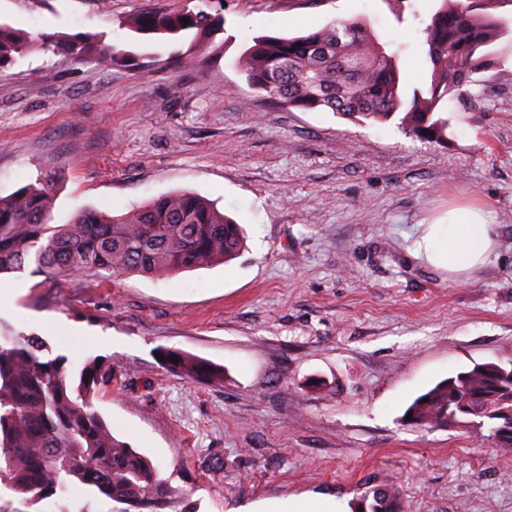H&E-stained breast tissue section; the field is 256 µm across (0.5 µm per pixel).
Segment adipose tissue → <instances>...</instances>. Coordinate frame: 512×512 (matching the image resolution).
<instances>
[{
	"label": "adipose tissue",
	"instance_id": "adipose-tissue-1",
	"mask_svg": "<svg viewBox=\"0 0 512 512\" xmlns=\"http://www.w3.org/2000/svg\"><path fill=\"white\" fill-rule=\"evenodd\" d=\"M497 245V228L485 211L458 207L430 224L415 251L431 265L458 275L484 265Z\"/></svg>",
	"mask_w": 512,
	"mask_h": 512
}]
</instances>
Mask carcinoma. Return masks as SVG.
<instances>
[{
	"instance_id": "obj_1",
	"label": "carcinoma",
	"mask_w": 512,
	"mask_h": 512,
	"mask_svg": "<svg viewBox=\"0 0 512 512\" xmlns=\"http://www.w3.org/2000/svg\"><path fill=\"white\" fill-rule=\"evenodd\" d=\"M512 0H442L422 29L429 80L406 96L398 52L386 48L367 23L342 21L299 37L260 35L238 60L256 91L304 111L328 110L372 123L401 114L402 131L432 142L448 140L445 104L487 64L485 48L512 34V20L497 10ZM224 14L201 7L177 12L142 10L125 26L143 39L193 35L207 42L224 32ZM33 50L76 59L143 63L109 47L99 34L30 33L0 24V68ZM431 131L423 135V130ZM53 186L27 185L0 197V274L32 262L47 276L105 271L169 276L228 262L244 248L240 225L191 192L160 196L129 212L107 217L79 211L67 224L50 223ZM164 364L192 380L220 381L224 368L163 350ZM178 357V362L171 361ZM112 383V365L98 357L75 370L51 356L40 336L17 332L0 319V487L36 504L56 498L59 512L69 485L124 505L120 512H165L170 481L145 456L112 432L93 400ZM418 427L465 425L488 431L500 448H512L501 417L512 414V363H478L439 382L408 407ZM365 512H399L388 488L362 498Z\"/></svg>"
}]
</instances>
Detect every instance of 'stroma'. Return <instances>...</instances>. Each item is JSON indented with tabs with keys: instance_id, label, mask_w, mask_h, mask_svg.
I'll return each mask as SVG.
<instances>
[{
	"instance_id": "35a3bbf8",
	"label": "stroma",
	"mask_w": 512,
	"mask_h": 512,
	"mask_svg": "<svg viewBox=\"0 0 512 512\" xmlns=\"http://www.w3.org/2000/svg\"><path fill=\"white\" fill-rule=\"evenodd\" d=\"M186 0H0V23L104 34L143 70L35 52L0 68V196L54 184L52 221L109 216L176 191L241 224L243 251L169 277L0 276V318L72 367L109 361L94 401L116 436L171 480L182 512L286 500L337 512L396 491L400 512H512V448L462 427H415L407 407L473 364L512 360V40L448 103V140L272 105L233 67L253 37L367 22L428 78L422 28L438 0H225L223 33L146 41L139 9ZM195 56L187 70L169 63ZM454 206L488 212L489 263L459 278L414 253ZM171 349L220 383L163 367ZM168 368L180 375L192 380L221 381L224 377V368L193 356L176 351L163 350L160 352ZM177 356L178 363H173L171 357Z\"/></svg>"
}]
</instances>
